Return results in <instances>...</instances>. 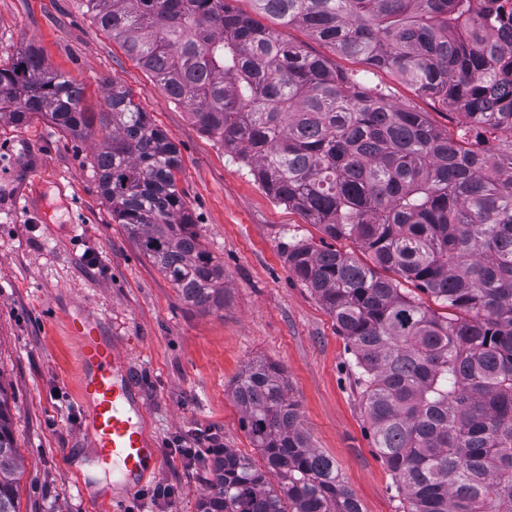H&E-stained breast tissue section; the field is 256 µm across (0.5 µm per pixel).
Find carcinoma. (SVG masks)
<instances>
[{
	"label": "carcinoma",
	"instance_id": "carcinoma-1",
	"mask_svg": "<svg viewBox=\"0 0 512 512\" xmlns=\"http://www.w3.org/2000/svg\"><path fill=\"white\" fill-rule=\"evenodd\" d=\"M233 2L86 8L202 132L237 150L268 196L369 254L368 265L298 245L288 264L352 346L375 445L407 512H512V43L476 0H251L336 57L454 108L450 135ZM105 85L103 111H86L81 87L27 43L0 68V118L42 117L78 140L99 127L90 165L112 220L188 306H224V270L177 184V147L129 90ZM403 280L447 312L417 302ZM232 395L265 469L218 452L199 512H362L311 447L279 366L249 364ZM10 399L0 379V512H19L23 469Z\"/></svg>",
	"mask_w": 512,
	"mask_h": 512
}]
</instances>
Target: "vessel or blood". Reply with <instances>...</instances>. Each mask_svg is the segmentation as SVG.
Returning a JSON list of instances; mask_svg holds the SVG:
<instances>
[{
	"mask_svg": "<svg viewBox=\"0 0 512 512\" xmlns=\"http://www.w3.org/2000/svg\"><path fill=\"white\" fill-rule=\"evenodd\" d=\"M69 333L79 343L78 403L89 417L88 435L101 464H117L122 495L104 501L105 512H121L124 497L137 491L159 463L157 445L140 420V390L122 372L125 360L111 339L88 321Z\"/></svg>",
	"mask_w": 512,
	"mask_h": 512,
	"instance_id": "obj_1",
	"label": "vessel or blood"
}]
</instances>
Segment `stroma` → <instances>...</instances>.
Wrapping results in <instances>:
<instances>
[{
  "instance_id": "stroma-1",
  "label": "stroma",
  "mask_w": 512,
  "mask_h": 512,
  "mask_svg": "<svg viewBox=\"0 0 512 512\" xmlns=\"http://www.w3.org/2000/svg\"><path fill=\"white\" fill-rule=\"evenodd\" d=\"M29 42L50 69L82 86L88 111L102 110L103 81L115 79L178 147V187L224 269V306H187L115 224L90 165L100 133L75 140L43 118L0 121V380L14 396L13 432L24 462L20 512H98L79 487V475L97 461L72 395L77 353L66 327L84 315L119 342L140 388L143 424L159 446L160 465L126 500L129 512H197L211 449L262 464L231 391L256 361L283 369L312 447L335 461L363 512H404L374 444L352 348L288 266L296 245L355 253L357 243L330 240L273 201L248 165L203 133L189 109L96 26L83 0H0V68ZM340 65L452 129L446 107L398 76L353 59ZM180 445L199 450L192 466L174 454ZM166 486L173 496L155 501L153 490Z\"/></svg>"
}]
</instances>
